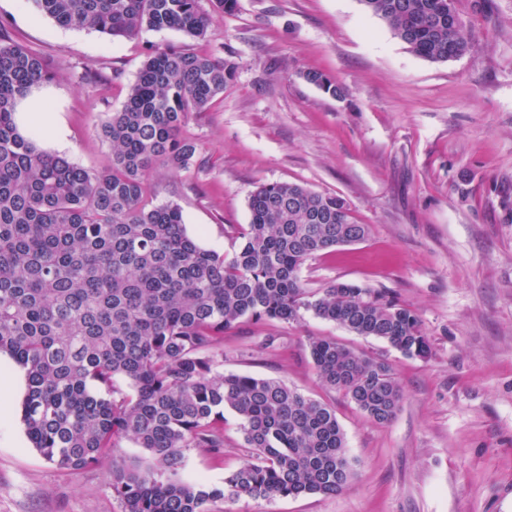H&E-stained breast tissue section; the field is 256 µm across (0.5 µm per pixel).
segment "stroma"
Listing matches in <instances>:
<instances>
[{"label": "stroma", "mask_w": 512, "mask_h": 512, "mask_svg": "<svg viewBox=\"0 0 512 512\" xmlns=\"http://www.w3.org/2000/svg\"><path fill=\"white\" fill-rule=\"evenodd\" d=\"M455 5L469 50L432 62L362 0H238L214 13L203 40L174 30L113 39L61 27L31 0H0L11 35L55 73L42 90L66 133L64 157L92 172L112 163L97 128L121 109L149 44L235 62L223 97L188 117L191 168H156L148 196L178 203L187 235L228 255L260 184L344 197L369 235L309 259L303 282L387 290L429 338L427 357L407 358L309 312L226 332L223 372L275 379L335 409L355 480L337 495L219 500L213 512H512V0ZM309 69L348 97L306 82ZM311 336L390 364L404 394L390 423L320 383ZM251 458L228 410L222 459L190 449L182 475L220 488ZM111 481V459L58 468L32 447L19 409L0 413V512H123Z\"/></svg>", "instance_id": "obj_1"}]
</instances>
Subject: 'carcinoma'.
I'll return each instance as SVG.
<instances>
[{"label":"carcinoma","mask_w":512,"mask_h":512,"mask_svg":"<svg viewBox=\"0 0 512 512\" xmlns=\"http://www.w3.org/2000/svg\"><path fill=\"white\" fill-rule=\"evenodd\" d=\"M362 2L420 57L445 62L468 50L455 0ZM33 3L62 27L126 38L176 30L204 39L212 13L237 8V0ZM234 74L222 57L149 47L123 107L99 128L112 166L91 173L18 131V101L54 74L0 24V354L26 370L21 419L46 460L91 468L122 437L148 452L145 466L112 461L124 512H211L218 498L351 487L345 433L329 404L273 379L220 371L224 331L242 319L290 322L310 311L405 357L429 352L419 317L390 293L336 281L305 288L308 259L369 234L343 197L260 185L243 242L228 256L186 234L177 204L147 196L154 168L191 167L197 144L183 132L187 116L208 111ZM302 78L346 96L321 70ZM308 349L326 388L376 422L395 418L403 394L389 363L327 336L308 338ZM226 408L242 420L255 461L225 477L224 489L206 491L180 469L190 448L222 456Z\"/></svg>","instance_id":"carcinoma-1"}]
</instances>
